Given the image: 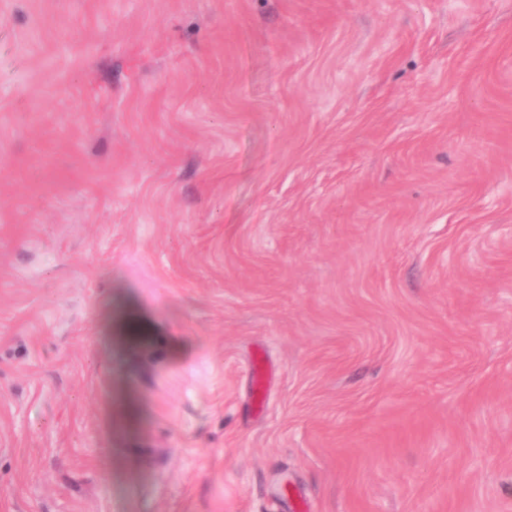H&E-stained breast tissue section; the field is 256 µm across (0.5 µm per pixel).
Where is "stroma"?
<instances>
[{
	"label": "stroma",
	"instance_id": "obj_1",
	"mask_svg": "<svg viewBox=\"0 0 512 512\" xmlns=\"http://www.w3.org/2000/svg\"><path fill=\"white\" fill-rule=\"evenodd\" d=\"M0 512H512V0H0Z\"/></svg>",
	"mask_w": 512,
	"mask_h": 512
}]
</instances>
